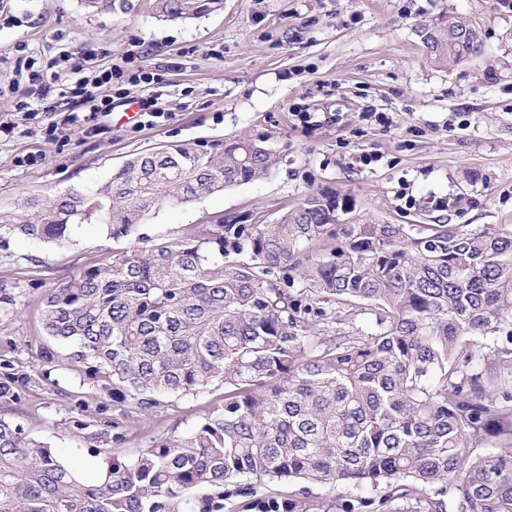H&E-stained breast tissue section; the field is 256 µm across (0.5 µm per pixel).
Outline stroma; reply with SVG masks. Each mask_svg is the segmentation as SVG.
<instances>
[{
	"label": "stroma",
	"instance_id": "obj_1",
	"mask_svg": "<svg viewBox=\"0 0 512 512\" xmlns=\"http://www.w3.org/2000/svg\"><path fill=\"white\" fill-rule=\"evenodd\" d=\"M456 14L481 31L483 49L442 64L419 24ZM111 68L120 80L98 83L88 99L71 95L79 78ZM144 72L155 81H138ZM145 98L156 123L140 111ZM97 99L111 100V113L92 126L77 121ZM367 110L388 124L361 120ZM0 122L11 126L0 136V224L18 222L33 202L94 192L134 155L246 139L279 156L278 166L157 209L144 236L180 237L220 219L267 224L319 193L336 194L360 223L494 231L512 225V0H224L223 11L186 22L159 18L153 0L97 15L80 0H0ZM113 247L94 220L63 242L0 241V360L33 376L0 416L74 463L94 447L133 459L153 439L187 433L223 395L169 398L122 418L82 371L39 375L50 343L45 295ZM313 493L328 512H371L380 497L349 485Z\"/></svg>",
	"mask_w": 512,
	"mask_h": 512
}]
</instances>
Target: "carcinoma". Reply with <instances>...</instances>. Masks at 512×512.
<instances>
[{
    "label": "carcinoma",
    "mask_w": 512,
    "mask_h": 512,
    "mask_svg": "<svg viewBox=\"0 0 512 512\" xmlns=\"http://www.w3.org/2000/svg\"><path fill=\"white\" fill-rule=\"evenodd\" d=\"M91 14L128 0H81ZM165 19H199L224 0H154ZM440 61L478 54L481 33L421 25ZM265 146L229 140L136 155L92 194L59 195L36 220L0 224L40 241L96 219L123 244L50 291L42 322L63 359L102 383L121 413L217 387L224 399L188 433L111 458L103 479L0 416V512H224V487L293 481L298 493L250 499L244 512H320L317 484L369 486L380 506L512 512V226L341 222L336 195L310 196L270 224H226L148 242L152 210L270 172ZM371 332L354 336L360 318ZM29 376L0 361V403ZM492 438L499 448L475 453Z\"/></svg>",
    "instance_id": "cac0c4a2"
}]
</instances>
